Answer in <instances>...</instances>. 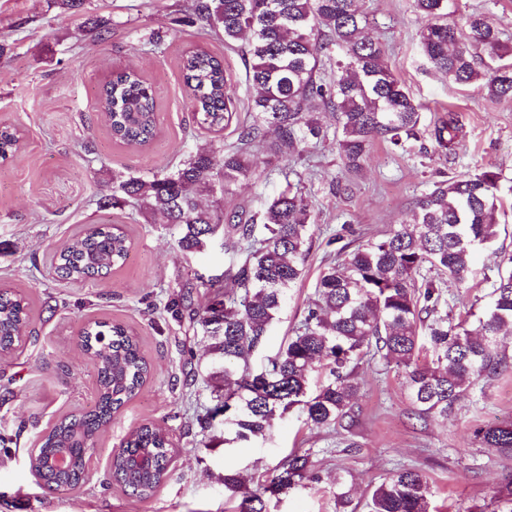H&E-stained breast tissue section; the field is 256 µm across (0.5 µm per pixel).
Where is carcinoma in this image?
Here are the masks:
<instances>
[{
    "label": "carcinoma",
    "mask_w": 512,
    "mask_h": 512,
    "mask_svg": "<svg viewBox=\"0 0 512 512\" xmlns=\"http://www.w3.org/2000/svg\"><path fill=\"white\" fill-rule=\"evenodd\" d=\"M359 0H193L192 19L224 35V45L246 47V73L255 88L252 120L238 119L224 61L201 51L182 56L183 78L192 90L197 126L221 132L234 126L235 142L222 157L198 153L173 169L150 178L113 177L112 201L119 208L140 204L179 230L178 247L187 255L222 240L230 255L224 275L236 288L193 315L213 338L211 351L224 361L212 373L216 404L206 419L224 417V444L266 439L276 418L297 407L314 427L353 425L352 401L361 387L356 368L368 357L402 369L413 414L422 420L448 418L466 394L507 370L512 362L504 339L512 336V255L502 257L490 303L477 318L453 314L445 298L449 276L466 286L475 274L477 250L500 235L497 189L500 174L436 181L418 200L411 217L385 238L366 243L345 240L338 231L326 245L339 244L327 256L305 315L267 363L254 369L250 360L279 319L288 293L303 279L313 238V210L302 180L289 181L249 216L226 210L224 223L202 207L194 193L222 192L253 175L251 157L263 152L290 159L310 139L327 136L309 109L317 105L336 118L334 139L344 168L357 173L374 141L397 148L418 138L421 106L404 90L387 64L382 44L363 34L366 16ZM424 21L422 49L431 65L458 85L479 83L491 99L512 98V51L486 17L472 14L461 28L448 24V0H415ZM345 49L336 80L320 75L322 56L331 46ZM112 138L145 146L156 135L157 103L151 85L135 72L117 71L98 93ZM276 137L269 141L266 129ZM462 127L450 113L434 123L433 138L443 152L454 150ZM17 130L0 127V158L17 150ZM131 243L119 228L101 224L63 244L57 274L87 279L122 265ZM29 303L0 291V348L9 350L33 335ZM79 346L97 375L95 406L61 416L30 450L28 465L35 483L48 493L75 491L90 461L97 434L112 411L131 398L150 368L139 342L119 322L93 321L80 332ZM429 352L422 365L415 357ZM322 366L325 381L312 385ZM475 437L486 448L512 457V423L479 428ZM70 452L69 468L57 469L60 449ZM172 447L168 433L146 423L112 454L109 480L135 498L155 495L167 480ZM149 457L144 469L133 461ZM320 476L312 453L291 452L274 468L267 485L252 489L236 473H224L226 500L236 512H269L266 494L282 495ZM432 488L415 467L393 470L373 490L369 512H429ZM492 512H512V476L497 489Z\"/></svg>",
    "instance_id": "cac0c4a2"
}]
</instances>
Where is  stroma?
Wrapping results in <instances>:
<instances>
[{
  "label": "stroma",
  "mask_w": 512,
  "mask_h": 512,
  "mask_svg": "<svg viewBox=\"0 0 512 512\" xmlns=\"http://www.w3.org/2000/svg\"><path fill=\"white\" fill-rule=\"evenodd\" d=\"M192 0H85L77 11L56 0H0V124L14 127L19 147L0 161V290L33 303L34 336L0 358V428L24 424L16 448L0 453V512H228L224 474L263 484L295 449L310 450L320 482L270 502L271 512H336V477L352 486V512H368L373 489L400 465L419 467L433 489L430 512H485L512 458L484 448L477 428L512 421V368L491 380L483 402L463 397L448 419L418 421L398 373L379 361L357 368L362 388L353 405L355 423L336 432L306 423L299 409L276 419L266 440L235 448H203L196 421L212 404L206 385L212 340L189 319L217 292L231 291L223 273L230 257L219 243L193 256L179 249L170 225L139 207H105L116 173L147 177L196 153L222 155L232 130L218 133L192 123L191 91L181 59L197 49L223 59L239 113L254 95L240 46H225L208 27L191 22ZM369 36L381 41L404 89L422 106L420 137L407 149L376 142L362 172L347 173L335 141L304 144L288 166L301 174L313 207V247L303 280L294 288L251 363L273 355L301 320L328 251L325 228L347 224L356 236L379 239L408 219L433 182L484 171L499 173V240L476 256L469 287L452 288L455 312L482 313L490 301L501 250L512 251V100H490L478 85L460 86L438 74L423 54V23L415 0H360ZM487 16L512 40V0H455L448 22ZM107 21L105 41L94 42L92 20ZM131 68L151 84L157 102V134L134 149L113 140L98 114L99 86L113 70ZM452 112L462 135L444 155L431 135L438 116ZM255 177L233 188L229 200L259 210L285 186L279 162L254 156ZM221 189L198 196L222 210ZM100 224L119 226L132 242L125 263L96 278L59 279L55 250ZM217 277L215 288L197 275ZM189 294L190 309L168 302ZM120 322L137 335L152 374L137 395L112 414L98 434L79 490L48 494L34 482L27 450L48 423L91 409L95 369L78 347L85 323ZM166 429L180 455L169 478L151 498L138 500L108 484L113 450L146 422Z\"/></svg>",
  "instance_id": "obj_1"
}]
</instances>
